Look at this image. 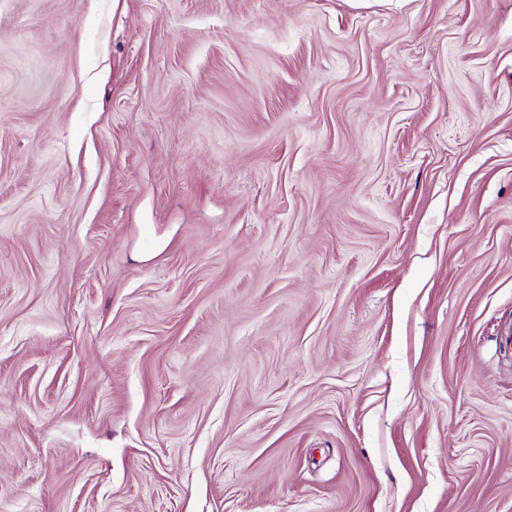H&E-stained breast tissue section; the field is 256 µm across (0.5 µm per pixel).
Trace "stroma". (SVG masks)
I'll return each instance as SVG.
<instances>
[{
    "instance_id": "stroma-1",
    "label": "stroma",
    "mask_w": 512,
    "mask_h": 512,
    "mask_svg": "<svg viewBox=\"0 0 512 512\" xmlns=\"http://www.w3.org/2000/svg\"><path fill=\"white\" fill-rule=\"evenodd\" d=\"M512 0H0V512H512Z\"/></svg>"
}]
</instances>
